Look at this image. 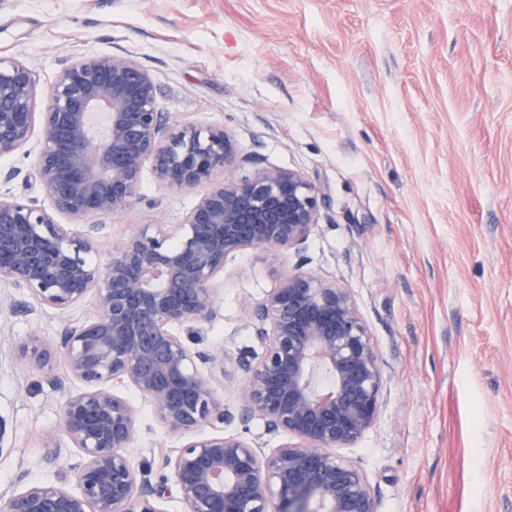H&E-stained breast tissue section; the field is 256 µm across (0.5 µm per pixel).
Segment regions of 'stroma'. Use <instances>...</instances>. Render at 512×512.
I'll return each instance as SVG.
<instances>
[{"label":"stroma","mask_w":512,"mask_h":512,"mask_svg":"<svg viewBox=\"0 0 512 512\" xmlns=\"http://www.w3.org/2000/svg\"><path fill=\"white\" fill-rule=\"evenodd\" d=\"M122 53L147 65L158 108L222 127L237 176L302 172L324 200L306 272L351 293L378 354L372 426L342 457L365 474L378 512H512V0H0V59H18L45 108L63 63ZM38 141L9 157L0 194L49 206ZM193 195L144 168L135 203L109 220L183 223ZM288 259L230 256L224 316L203 338L223 346L224 432L279 447L284 435L241 414V352L259 351L247 311ZM93 311L0 320V491L53 478L45 436L80 383L23 372L10 352L60 335ZM133 463L179 448L132 388Z\"/></svg>","instance_id":"obj_1"}]
</instances>
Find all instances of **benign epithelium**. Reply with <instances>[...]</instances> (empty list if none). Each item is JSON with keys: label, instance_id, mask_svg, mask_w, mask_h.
Returning <instances> with one entry per match:
<instances>
[{"label": "benign epithelium", "instance_id": "1", "mask_svg": "<svg viewBox=\"0 0 512 512\" xmlns=\"http://www.w3.org/2000/svg\"><path fill=\"white\" fill-rule=\"evenodd\" d=\"M156 96L145 65L112 53L66 65L38 112L32 71L0 60V157L38 136L36 175L51 201L0 196V313L17 308L5 288L28 294V312L94 306L61 336L15 347L20 369L61 361L83 390L63 402L62 438H46L54 478L1 493L0 512H163L173 493L186 512H378L361 469L336 454L377 417L378 355L348 290L299 272L321 190L293 169L235 176L224 128L179 126ZM148 163L195 195L185 223L144 224L105 264L89 262L107 237L101 219L133 205ZM252 248L297 258L251 313L261 353L237 358L245 414L288 437L268 452L224 435V348L191 345L220 314L225 260ZM114 382L137 391L181 447L134 465L137 417Z\"/></svg>", "mask_w": 512, "mask_h": 512}]
</instances>
